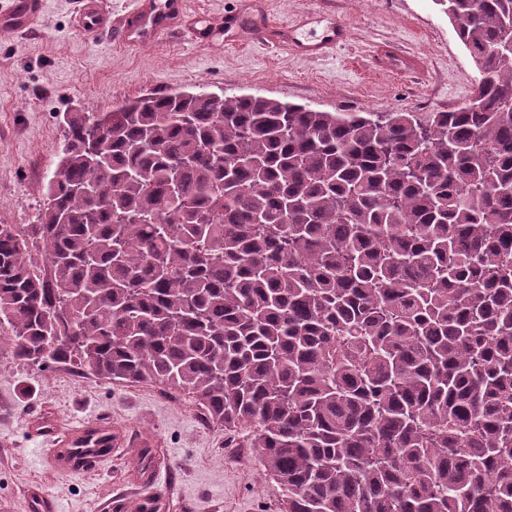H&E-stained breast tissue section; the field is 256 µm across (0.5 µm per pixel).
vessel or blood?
<instances>
[{"instance_id":"1","label":"vessel or blood","mask_w":512,"mask_h":512,"mask_svg":"<svg viewBox=\"0 0 512 512\" xmlns=\"http://www.w3.org/2000/svg\"><path fill=\"white\" fill-rule=\"evenodd\" d=\"M46 0H11L0 6V40L20 31L32 30L38 23ZM184 0H137L136 7L120 22H113L105 0H80L79 20L76 33L85 39H94L104 30H113L124 44L136 45L165 36L172 28L188 25L191 34L198 39L208 38L210 25L202 20L186 21ZM38 431L53 443L49 462L54 469L68 474H79L97 461L101 448H117L124 442L123 435L103 421L91 418L80 421L65 433H57L45 421H37Z\"/></svg>"}]
</instances>
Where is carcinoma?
Listing matches in <instances>:
<instances>
[{
  "label": "carcinoma",
  "mask_w": 512,
  "mask_h": 512,
  "mask_svg": "<svg viewBox=\"0 0 512 512\" xmlns=\"http://www.w3.org/2000/svg\"><path fill=\"white\" fill-rule=\"evenodd\" d=\"M440 2L450 111L64 113L38 223H0L15 363L187 392L284 512H512V0Z\"/></svg>",
  "instance_id": "1"
}]
</instances>
